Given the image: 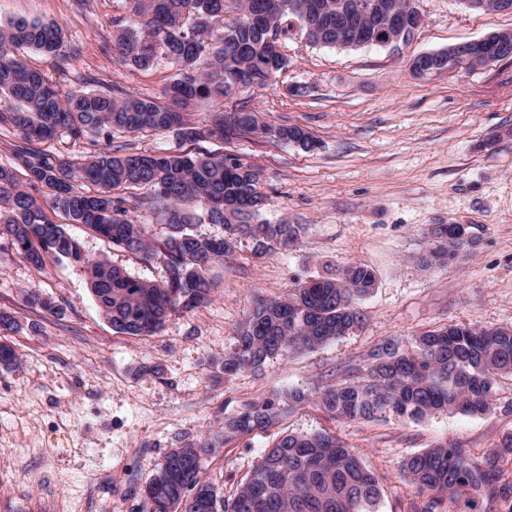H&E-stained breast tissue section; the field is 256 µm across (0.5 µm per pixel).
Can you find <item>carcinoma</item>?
<instances>
[{"label": "carcinoma", "instance_id": "1", "mask_svg": "<svg viewBox=\"0 0 512 512\" xmlns=\"http://www.w3.org/2000/svg\"><path fill=\"white\" fill-rule=\"evenodd\" d=\"M290 0H131L138 18L133 26L115 25L112 43L118 62L149 70L158 54L177 68L163 90L164 100L115 89L63 91L18 52L28 49L67 60V46L56 22L13 19L0 23V93L16 107L0 112V127L16 132L14 163L0 165V238L40 269L45 259L83 264L97 305L112 329L127 336H153L177 307L193 310L210 300L209 268L232 250L234 237L252 239L267 254L296 240V224L257 221L265 195L257 192L262 171L222 153L179 148L151 153L130 145L112 148V132H171L183 143L224 141L230 136L267 132L258 113L240 107L226 123L224 99L235 84L265 87L288 66L276 45L296 26ZM321 9L319 45L336 46V0H311ZM237 12L227 23V10ZM208 100L214 115L208 126L185 120L182 110ZM274 138L303 150L314 141L298 125L277 127ZM67 135L73 141L102 142L83 158L51 154L41 144ZM24 179L18 178V170ZM95 187L87 192L85 187ZM153 190L150 207L159 213L164 235L155 241L114 191ZM44 189L35 197L29 188ZM203 203L204 215L194 212ZM60 212L71 224L85 226L112 245L143 257L157 251L166 263V280L152 283L128 275L107 259L88 260L79 241L47 217ZM208 221L222 224L228 236L214 238L194 230ZM462 225L427 228L422 266L446 265L473 248L459 235ZM375 284L374 272L351 265L335 277L305 282L281 300L254 299L236 330L222 370L233 375L260 367L273 356L315 350L361 322L357 301ZM512 375V327L472 328L451 324L427 331L408 348L390 341L367 360L364 376L324 386L314 394L294 390L274 394L224 419V443L265 431L311 399L349 421L394 417L420 422L439 411L480 416L493 409L497 381ZM218 442L200 438L189 453L171 449L142 491L143 512H381L378 478L359 455L330 434H283L246 472L238 492L223 499L202 480L203 459ZM512 457V433L504 435L492 457L475 458L442 442L414 454L402 465L422 499L417 512H441L443 498L460 512H481L485 501L512 512V480L493 460Z\"/></svg>", "mask_w": 512, "mask_h": 512}]
</instances>
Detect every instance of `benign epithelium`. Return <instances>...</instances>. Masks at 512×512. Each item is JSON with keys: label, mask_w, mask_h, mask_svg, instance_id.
Here are the masks:
<instances>
[{"label": "benign epithelium", "mask_w": 512, "mask_h": 512, "mask_svg": "<svg viewBox=\"0 0 512 512\" xmlns=\"http://www.w3.org/2000/svg\"><path fill=\"white\" fill-rule=\"evenodd\" d=\"M388 18L384 26H378L372 39H366L367 21L375 13ZM417 16V9L395 11L387 3L367 4L363 0H336V44L343 46H360L375 43L381 46L406 43L413 36L417 27L412 20ZM512 52V30L494 32L485 37L452 46L446 50L448 67L457 65L468 69H478L492 60L499 59ZM439 53H422L412 60L413 71L420 75L438 71L436 67Z\"/></svg>", "instance_id": "1"}]
</instances>
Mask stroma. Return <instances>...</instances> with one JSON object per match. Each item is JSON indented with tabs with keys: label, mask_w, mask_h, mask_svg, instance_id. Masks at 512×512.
<instances>
[{
	"label": "stroma",
	"mask_w": 512,
	"mask_h": 512,
	"mask_svg": "<svg viewBox=\"0 0 512 512\" xmlns=\"http://www.w3.org/2000/svg\"><path fill=\"white\" fill-rule=\"evenodd\" d=\"M417 6L424 22L408 43L340 49L296 35L282 44L288 66L275 82L226 100V109L246 106L266 124L298 125L316 140L310 151L261 136L201 145L261 167L260 221L301 231L263 256L250 238H238L209 271L211 303L172 312L157 335L113 330L83 267L50 258L36 270L0 239V310L18 322L5 338L18 360L0 367V512H141V490L167 451L223 435L225 418L249 403L363 372L369 353L388 340L405 345L451 323L512 326V57L424 78L411 68L419 54L512 30V13L460 0ZM18 18L58 22L79 47L69 62L22 53L62 90L116 87L157 97L175 73L162 56L134 72L102 51L113 20L132 24L128 0H0V23ZM294 86L301 94H291ZM431 224L468 225L474 249L423 268ZM69 231L87 256L164 281L161 256L142 258L79 225ZM355 264L376 274L357 304L358 327L315 351L224 376L220 363L254 296L278 300ZM31 292L54 311L27 304ZM493 399V411L479 417L444 412L418 423L347 421L310 403L277 429L221 448L204 461L203 478L231 496L278 432H327L376 474L381 512H413L420 496L403 461L443 441L488 455L512 433V377L498 381Z\"/></svg>",
	"instance_id": "1"
}]
</instances>
